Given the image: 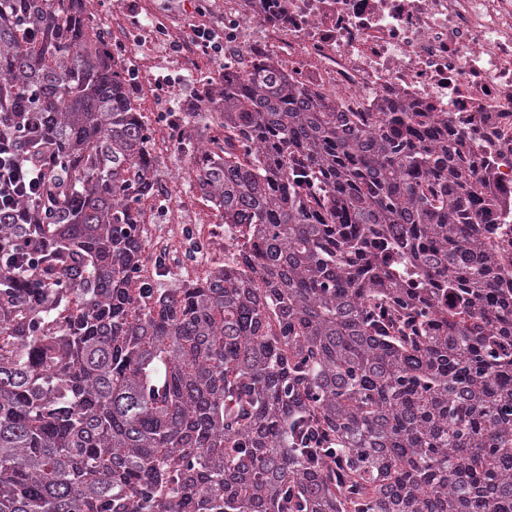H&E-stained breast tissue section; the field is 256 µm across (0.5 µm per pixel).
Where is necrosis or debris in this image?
<instances>
[{
    "label": "necrosis or debris",
    "instance_id": "obj_1",
    "mask_svg": "<svg viewBox=\"0 0 512 512\" xmlns=\"http://www.w3.org/2000/svg\"><path fill=\"white\" fill-rule=\"evenodd\" d=\"M98 39L137 67L135 104L152 153L179 146L176 166L140 214L148 260L136 283L185 288L223 265L241 237L215 210L199 208L194 163L201 153H224V132L199 136L184 108L164 112L159 69L208 68L190 27L146 23L150 0H82ZM288 16L287 26L272 22ZM263 40L290 76L322 94L341 112H372L385 98L422 112H450L464 122L465 144L477 170L492 166L504 193L512 192V0H224V48L244 51ZM179 44L161 57L157 41Z\"/></svg>",
    "mask_w": 512,
    "mask_h": 512
}]
</instances>
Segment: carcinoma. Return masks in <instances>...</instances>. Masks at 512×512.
I'll return each mask as SVG.
<instances>
[{
    "label": "carcinoma",
    "instance_id": "cac0c4a2",
    "mask_svg": "<svg viewBox=\"0 0 512 512\" xmlns=\"http://www.w3.org/2000/svg\"><path fill=\"white\" fill-rule=\"evenodd\" d=\"M224 59L232 266L134 288L155 157L81 0H0V512H512V197L448 112ZM47 176L42 170L23 167L13 155L10 135L0 134V216L12 214L21 198L43 194Z\"/></svg>",
    "mask_w": 512,
    "mask_h": 512
}]
</instances>
